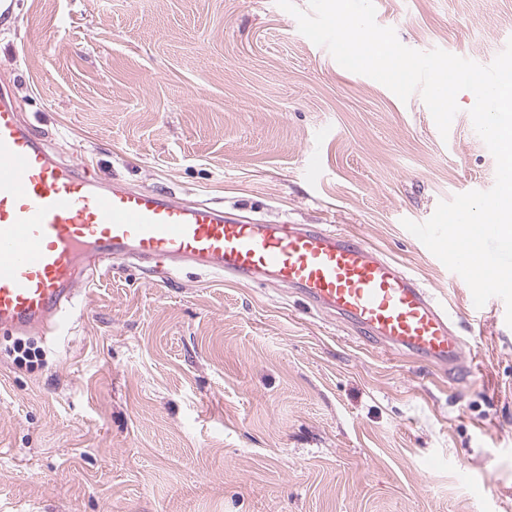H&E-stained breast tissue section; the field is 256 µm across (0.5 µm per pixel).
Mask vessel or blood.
<instances>
[{"instance_id": "1", "label": "vessel or blood", "mask_w": 512, "mask_h": 512, "mask_svg": "<svg viewBox=\"0 0 512 512\" xmlns=\"http://www.w3.org/2000/svg\"><path fill=\"white\" fill-rule=\"evenodd\" d=\"M123 261L268 274L348 315L366 342L455 370L464 339L446 302L363 239L329 224H262L167 192L105 184L56 160L0 87V332H60L76 287Z\"/></svg>"}]
</instances>
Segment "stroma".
<instances>
[{
  "instance_id": "1",
  "label": "stroma",
  "mask_w": 512,
  "mask_h": 512,
  "mask_svg": "<svg viewBox=\"0 0 512 512\" xmlns=\"http://www.w3.org/2000/svg\"><path fill=\"white\" fill-rule=\"evenodd\" d=\"M374 4L418 51L487 65L512 39V0ZM2 85L101 181L361 237L447 293L481 379L369 347L285 285L118 262L66 335L0 334V512H512V327L472 317L402 225L493 187L472 92L441 136L275 0H17Z\"/></svg>"
}]
</instances>
